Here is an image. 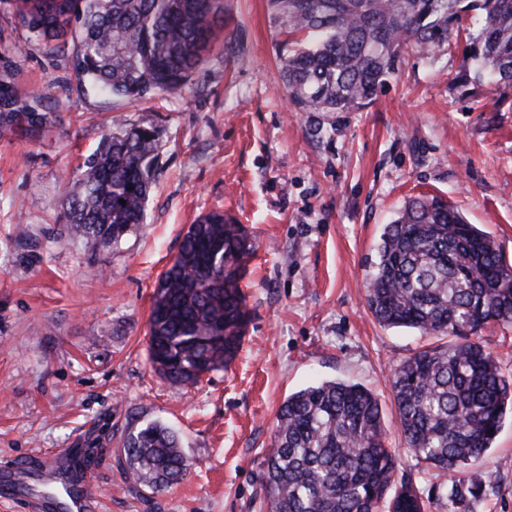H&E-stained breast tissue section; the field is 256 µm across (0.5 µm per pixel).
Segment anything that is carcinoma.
<instances>
[{
	"instance_id": "carcinoma-1",
	"label": "carcinoma",
	"mask_w": 512,
	"mask_h": 512,
	"mask_svg": "<svg viewBox=\"0 0 512 512\" xmlns=\"http://www.w3.org/2000/svg\"><path fill=\"white\" fill-rule=\"evenodd\" d=\"M43 46L66 61L82 93L137 102L177 97L215 48L224 0H0ZM288 34L283 83L297 112L321 121L372 104L407 52L430 56L465 36L473 72L451 83L512 84V0H269ZM42 98L0 82V132L40 139L53 125ZM160 142L152 127H120L66 174L61 218L93 259L144 223ZM254 245L241 224L212 211L189 226L162 273L148 330L149 359L164 379L192 384L228 363L246 320L239 281ZM366 302L385 327L453 337L396 366L391 388L407 451L468 475L492 448L512 380L478 333L512 322V267L495 241L439 196L408 200L386 225ZM132 479L161 489L185 476L177 436L160 423L130 433ZM266 512H379L397 467L380 402L336 380L308 385L281 404L263 462Z\"/></svg>"
}]
</instances>
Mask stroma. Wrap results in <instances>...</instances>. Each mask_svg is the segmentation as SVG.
<instances>
[{"mask_svg":"<svg viewBox=\"0 0 512 512\" xmlns=\"http://www.w3.org/2000/svg\"><path fill=\"white\" fill-rule=\"evenodd\" d=\"M28 37L1 7L0 80L42 96L57 117L35 141L0 135V466L26 478L28 498H41L36 475L51 456L76 448V472L91 474V512H260L279 406L336 379L378 396L396 479L436 501L454 476L405 449L390 387L396 365L432 340L380 325L368 279L385 225L421 195L447 199L512 266V87L452 86L461 47L410 53L372 106L319 141L316 116L288 103L285 36L269 0H224V46L180 100L82 94ZM23 42L28 53L16 57ZM113 121L158 131L159 171L145 222L92 263L67 240L59 201L64 172ZM213 210L256 244L240 281L249 319L224 369L184 386L153 369L148 320L183 235ZM157 421L192 466L180 483L151 490L132 480L123 442ZM474 468L484 491L463 494L457 512H512L511 416Z\"/></svg>","mask_w":512,"mask_h":512,"instance_id":"35a3bbf8","label":"stroma"}]
</instances>
